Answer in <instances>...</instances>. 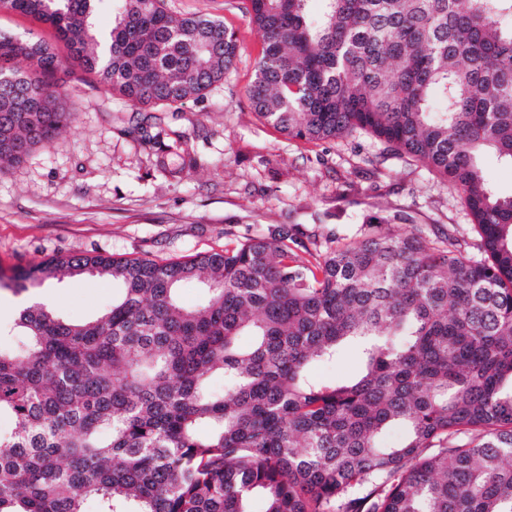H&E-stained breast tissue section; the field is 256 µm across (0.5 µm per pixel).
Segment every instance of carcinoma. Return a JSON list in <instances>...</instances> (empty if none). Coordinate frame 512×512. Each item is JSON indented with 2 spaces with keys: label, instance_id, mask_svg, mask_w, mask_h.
Masks as SVG:
<instances>
[{
  "label": "carcinoma",
  "instance_id": "1",
  "mask_svg": "<svg viewBox=\"0 0 512 512\" xmlns=\"http://www.w3.org/2000/svg\"><path fill=\"white\" fill-rule=\"evenodd\" d=\"M99 2L0 0L66 49L0 33V173L68 126L74 61L165 107L236 62L219 20L114 0L101 32ZM309 2L245 0L263 42L255 115L308 142L372 135L442 175L477 238L379 217L312 249L273 225L178 261L74 254L20 272L22 288L92 273L124 293L82 323L25 307L18 348L0 330V512H251L255 497L263 512H512V194L481 164H512V0ZM185 283L204 299L182 303ZM346 343L359 378H313Z\"/></svg>",
  "mask_w": 512,
  "mask_h": 512
}]
</instances>
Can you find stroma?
Returning <instances> with one entry per match:
<instances>
[{
  "label": "stroma",
  "mask_w": 512,
  "mask_h": 512,
  "mask_svg": "<svg viewBox=\"0 0 512 512\" xmlns=\"http://www.w3.org/2000/svg\"><path fill=\"white\" fill-rule=\"evenodd\" d=\"M179 16L224 22L240 53L222 84L179 108H138L81 75L62 95L71 122L47 146L0 174V322L15 315L9 284L54 255L102 252L156 260L220 250L285 224L304 243L352 239L377 216L409 224L468 227L467 211L444 179L387 152L368 135L330 142L285 137L252 112L247 90L262 42L238 0H167ZM186 146L200 166L171 175L159 145ZM64 320L98 316L118 295L112 280H50Z\"/></svg>",
  "instance_id": "stroma-1"
}]
</instances>
